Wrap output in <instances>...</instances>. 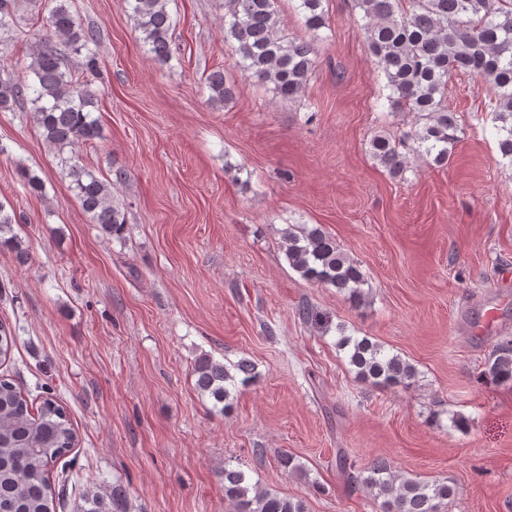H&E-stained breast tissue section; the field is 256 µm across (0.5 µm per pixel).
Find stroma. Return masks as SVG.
Instances as JSON below:
<instances>
[{
	"instance_id": "35a3bbf8",
	"label": "stroma",
	"mask_w": 512,
	"mask_h": 512,
	"mask_svg": "<svg viewBox=\"0 0 512 512\" xmlns=\"http://www.w3.org/2000/svg\"><path fill=\"white\" fill-rule=\"evenodd\" d=\"M68 4L100 32L92 114L105 138L78 153L86 167L125 171L112 189L122 234L91 223L31 113L0 112V202L20 214L28 251L22 263L0 244V319L16 340L0 375L30 400L51 393L77 431L52 470L69 478L58 512L116 482L129 512H234L228 463L308 512H383L337 471L340 448L360 471L383 458L397 474L448 480L456 496L441 512H512V384L479 378L512 340V160L483 81H448L463 129L448 166L415 156L396 180L369 140L401 138L414 116L390 114L352 0H323L315 33L298 0H280L281 31L318 52L292 103L242 77L224 0H169L163 67L127 0ZM36 19L20 0L0 33V77L28 78ZM219 68L236 84L224 106L204 84ZM24 168L42 194L25 190ZM291 224L321 226L361 265L360 306L289 266L280 245ZM304 304L319 321L298 317ZM343 333L413 363L417 383L359 381L336 347ZM205 353L256 366L227 414L195 387ZM284 453L303 473L279 466Z\"/></svg>"
}]
</instances>
